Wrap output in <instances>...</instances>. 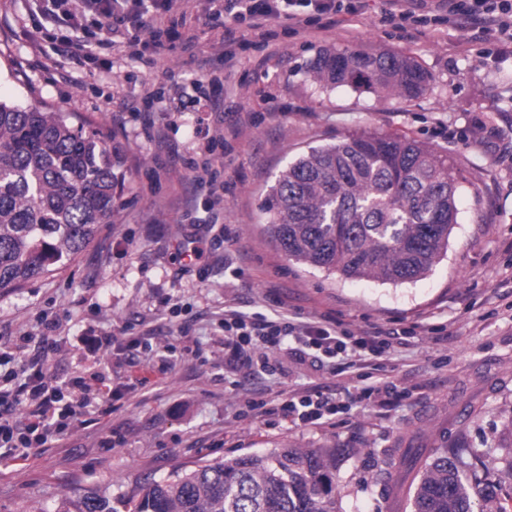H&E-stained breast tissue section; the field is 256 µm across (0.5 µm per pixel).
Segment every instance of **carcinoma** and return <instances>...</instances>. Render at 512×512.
Returning a JSON list of instances; mask_svg holds the SVG:
<instances>
[{
	"instance_id": "obj_1",
	"label": "carcinoma",
	"mask_w": 512,
	"mask_h": 512,
	"mask_svg": "<svg viewBox=\"0 0 512 512\" xmlns=\"http://www.w3.org/2000/svg\"><path fill=\"white\" fill-rule=\"evenodd\" d=\"M308 73L326 89L351 87L409 101L432 76L407 54L325 47ZM129 171L121 146L66 112L0 101V290L53 274L114 223ZM448 156L377 130L311 147L269 186L266 232L293 262L349 280L400 285L429 274L458 223ZM112 506L89 490L58 512H342L336 448L282 443L264 453L179 468ZM411 512H493L460 468L436 450Z\"/></svg>"
}]
</instances>
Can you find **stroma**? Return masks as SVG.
I'll return each instance as SVG.
<instances>
[{
  "label": "stroma",
  "instance_id": "stroma-1",
  "mask_svg": "<svg viewBox=\"0 0 512 512\" xmlns=\"http://www.w3.org/2000/svg\"><path fill=\"white\" fill-rule=\"evenodd\" d=\"M386 0L311 38L273 25V40L243 31L233 68L205 79L198 58L138 44L60 66L66 21L46 23L35 0H0V100L74 112L125 144L120 219L53 277L0 291V350L15 368L55 343L46 375L93 371L110 399L28 460L0 463V512H56L95 488L119 501L178 467L261 453L291 441L333 444L344 512H410L405 467L464 448L498 512H512V48L452 24L402 33ZM388 49L432 75L405 102L339 87L307 72L322 47ZM112 62L104 71L101 60ZM222 109L198 134L200 94ZM378 129L447 155L459 219L448 253L403 285L340 276L289 261L265 230L261 204L275 175L311 146ZM203 245L201 259L190 258ZM250 315L330 321L354 335H387L385 349L350 367L299 361L289 345L268 367L224 362L225 305ZM112 334L99 363L80 362L74 336ZM390 377L401 394L379 408L345 389ZM319 386L340 410L323 425L285 417L288 394Z\"/></svg>",
  "mask_w": 512,
  "mask_h": 512
}]
</instances>
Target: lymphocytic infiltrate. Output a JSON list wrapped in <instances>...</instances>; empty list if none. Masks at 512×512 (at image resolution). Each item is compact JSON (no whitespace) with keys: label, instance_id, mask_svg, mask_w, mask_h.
Segmentation results:
<instances>
[{"label":"lymphocytic infiltrate","instance_id":"f902f5d3","mask_svg":"<svg viewBox=\"0 0 512 512\" xmlns=\"http://www.w3.org/2000/svg\"><path fill=\"white\" fill-rule=\"evenodd\" d=\"M359 0H207L209 17L220 22L224 33L210 44L202 66L211 71L233 67V47L240 22L251 30L269 29L276 20L286 21L289 29L307 36H317L324 27L333 26L341 13L356 14ZM172 0H70L68 17L78 20L93 11L107 23L113 36L135 41L142 27H149L151 37L174 29L177 16ZM400 26H438L450 21L477 30L498 44L512 43V0H388L386 11ZM292 340L302 355L320 363L332 364L345 358H362L374 353L371 341L362 336L339 332L316 322L301 325L280 316L258 319L229 309L224 313V354L230 360L244 359L247 350L272 348ZM43 357L29 363L25 379L7 372L0 373V407L23 405L27 411L21 419L0 415V447L9 459H25L32 445L45 444L49 433L63 435L77 421L89 414L91 401L76 392L71 384L47 379ZM286 415L307 425L322 424L325 417L336 414V405L328 403L318 387L292 394L284 403Z\"/></svg>","mask_w":512,"mask_h":512}]
</instances>
